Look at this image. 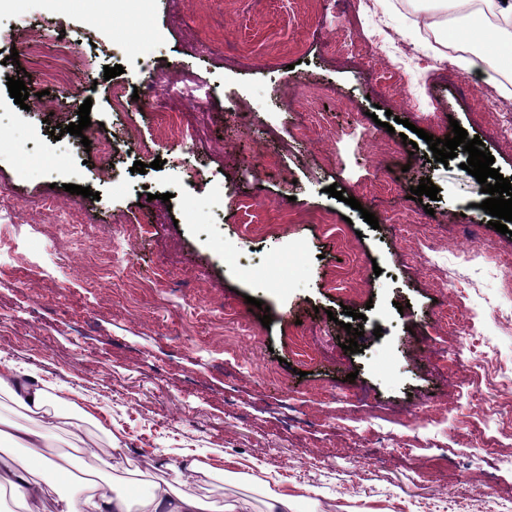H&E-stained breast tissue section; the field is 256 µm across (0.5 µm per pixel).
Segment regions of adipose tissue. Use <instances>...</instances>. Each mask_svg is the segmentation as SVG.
<instances>
[{
	"instance_id": "adipose-tissue-1",
	"label": "adipose tissue",
	"mask_w": 512,
	"mask_h": 512,
	"mask_svg": "<svg viewBox=\"0 0 512 512\" xmlns=\"http://www.w3.org/2000/svg\"><path fill=\"white\" fill-rule=\"evenodd\" d=\"M423 20L429 29L448 25L449 14H468L480 21L456 38L451 51L437 50L439 59H452L462 71L479 72L488 82L506 79L502 92L512 95V77L504 78L501 68L489 58L471 49L479 30H492L501 56L512 57V0H430ZM8 392L13 402L27 412L40 416L39 427L31 430L17 428L6 432L0 421V488H10L20 499L24 512H44V502L50 493L46 474L67 479L75 459L66 455L47 454L46 428L62 423L59 415L46 414L50 404L47 391L30 382L13 364L0 362V392ZM206 469L195 459L183 460L173 469V479L152 482L147 493L129 497L112 484L86 481L78 489L59 495L56 512H237L236 506L208 502L196 495L192 485L198 474Z\"/></svg>"
}]
</instances>
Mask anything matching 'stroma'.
<instances>
[{
	"instance_id": "obj_1",
	"label": "stroma",
	"mask_w": 512,
	"mask_h": 512,
	"mask_svg": "<svg viewBox=\"0 0 512 512\" xmlns=\"http://www.w3.org/2000/svg\"><path fill=\"white\" fill-rule=\"evenodd\" d=\"M22 39L38 54L11 61ZM399 57L401 84L376 81ZM173 61L183 83L162 105L113 106L139 70L162 77ZM115 64L122 74L105 79ZM10 77L47 91L52 111L15 104ZM87 99L94 138L149 147L111 157L109 177L78 136L50 135L78 122ZM495 109L512 112V98L438 60L404 0H151L141 16L126 0H0V199L18 208L0 219V361L44 383L58 410L78 394L105 411L126 457L88 467L132 495L189 451L220 468L234 461L226 479L193 489L248 512H264L269 488L298 486L293 512H512V267L455 255L473 225L490 255L512 259V239L481 210L465 152L443 164L426 142L412 149L400 137L408 122L442 138L458 121L512 179ZM433 110L441 121L425 120ZM169 112L190 139L165 135ZM389 113L400 118L391 133L378 124ZM353 126L363 138H346ZM376 145L407 172L377 171ZM426 177L439 189L430 215L409 197ZM333 184L360 209L329 196ZM284 197L298 218L339 222L356 258L320 224L251 234L274 223L270 203ZM48 198L82 225L84 258L107 280L69 266ZM396 224L420 225L432 250L415 257ZM450 296L467 316L449 330ZM349 308L366 316L360 353L344 349ZM228 312L252 338L230 355ZM451 358L477 381H452Z\"/></svg>"
}]
</instances>
